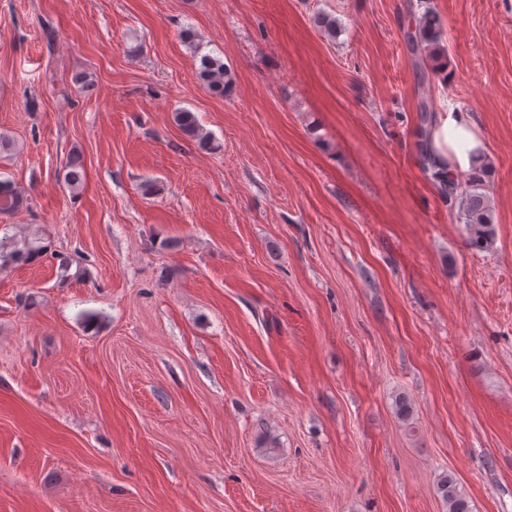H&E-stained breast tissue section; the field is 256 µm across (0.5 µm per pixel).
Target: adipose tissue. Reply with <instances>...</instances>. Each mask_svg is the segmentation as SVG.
Segmentation results:
<instances>
[{"mask_svg": "<svg viewBox=\"0 0 512 512\" xmlns=\"http://www.w3.org/2000/svg\"><path fill=\"white\" fill-rule=\"evenodd\" d=\"M429 147L438 167L451 174L484 169L485 147L472 112L452 106L440 113L429 133Z\"/></svg>", "mask_w": 512, "mask_h": 512, "instance_id": "adipose-tissue-1", "label": "adipose tissue"}]
</instances>
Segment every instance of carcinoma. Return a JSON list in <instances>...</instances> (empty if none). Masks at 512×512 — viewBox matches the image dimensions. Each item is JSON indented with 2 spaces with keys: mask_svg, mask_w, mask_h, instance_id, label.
Listing matches in <instances>:
<instances>
[{
  "mask_svg": "<svg viewBox=\"0 0 512 512\" xmlns=\"http://www.w3.org/2000/svg\"><path fill=\"white\" fill-rule=\"evenodd\" d=\"M444 34L440 16L432 7H425L424 11L416 17L414 36H412L413 50L424 47L430 55L441 51L440 43ZM198 78L203 87L211 94L222 97L226 93L230 78L224 61L211 55H204L200 59ZM178 126L190 137L198 140L199 144H209V136L203 132L195 114L187 109L175 113ZM421 155L425 170L431 178L439 184L442 193L453 197L460 196V221L466 225L469 244L475 248H489L496 235L495 224L486 194L480 192L478 179L468 177L450 178L445 171L437 168L427 153V142L421 144ZM64 185L71 191H78L84 183V168L80 157L72 155L63 175ZM24 196L13 183L0 180V215L10 214L23 206ZM44 246L35 242H28L22 250H15L9 254H0V259L11 262H26L41 254ZM395 412L399 419L407 425H413V407L405 396L395 399ZM438 490L442 499L448 506V512H471L469 501L459 489L456 479L447 474L441 478Z\"/></svg>",
  "mask_w": 512,
  "mask_h": 512,
  "instance_id": "carcinoma-1",
  "label": "carcinoma"
}]
</instances>
